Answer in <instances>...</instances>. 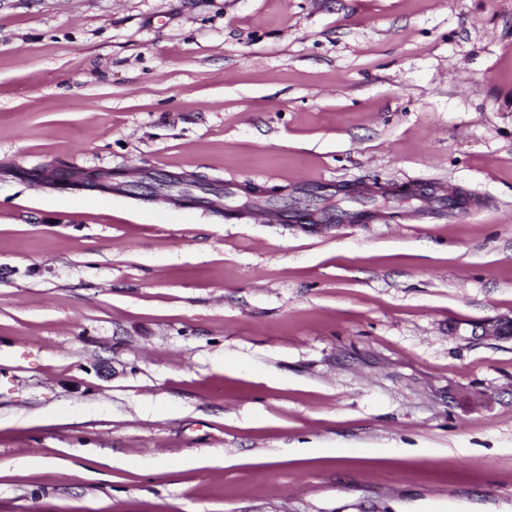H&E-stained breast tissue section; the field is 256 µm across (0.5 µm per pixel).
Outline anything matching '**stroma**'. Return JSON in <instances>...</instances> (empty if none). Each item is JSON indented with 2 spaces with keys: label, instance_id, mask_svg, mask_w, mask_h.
<instances>
[{
  "label": "stroma",
  "instance_id": "1",
  "mask_svg": "<svg viewBox=\"0 0 512 512\" xmlns=\"http://www.w3.org/2000/svg\"><path fill=\"white\" fill-rule=\"evenodd\" d=\"M509 323L512 0H0V512H512Z\"/></svg>",
  "mask_w": 512,
  "mask_h": 512
}]
</instances>
